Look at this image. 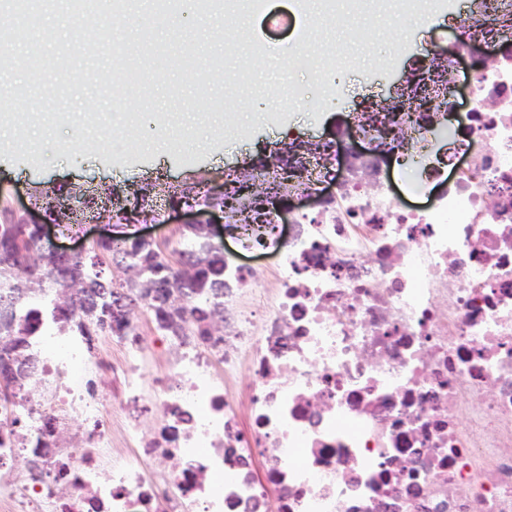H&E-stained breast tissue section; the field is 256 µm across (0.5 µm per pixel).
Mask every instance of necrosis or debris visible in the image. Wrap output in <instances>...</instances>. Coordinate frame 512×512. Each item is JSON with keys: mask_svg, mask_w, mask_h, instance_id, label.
Instances as JSON below:
<instances>
[{"mask_svg": "<svg viewBox=\"0 0 512 512\" xmlns=\"http://www.w3.org/2000/svg\"><path fill=\"white\" fill-rule=\"evenodd\" d=\"M486 24L421 51L512 42ZM470 87L468 163L450 121L402 150L407 193L437 190L428 207L391 194L375 150H348L326 206L238 234L274 254L267 285L225 259L224 336L179 346L176 374L142 384L127 349L97 360L111 387L84 383V351L53 328L46 393L0 421V512H512V56ZM116 429L136 447L102 465ZM48 431L44 476H18L17 452Z\"/></svg>", "mask_w": 512, "mask_h": 512, "instance_id": "4bbe7bcc", "label": "necrosis or debris"}]
</instances>
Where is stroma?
Segmentation results:
<instances>
[{
  "label": "stroma",
  "instance_id": "35a3bbf8",
  "mask_svg": "<svg viewBox=\"0 0 512 512\" xmlns=\"http://www.w3.org/2000/svg\"><path fill=\"white\" fill-rule=\"evenodd\" d=\"M464 0L431 21L408 15L398 0H367L356 13L335 0L325 12L322 0H239L225 11L222 0L194 16L174 8L167 23L152 28L168 57L146 67L148 80L138 92L121 97L124 110H112L113 94L101 87L109 59L84 53L95 32L104 45L118 50L143 41L132 20L153 16L154 0H128L122 15L101 12L87 23L70 0H46L33 13V37L13 43L18 57L39 53L47 67L40 77L18 68L0 85L13 124L0 127V192L29 201L36 183L63 189L129 187L162 179L178 185L200 178L220 189L236 163L260 156L277 143H321L364 101L393 96V76L419 64L410 45L421 44L432 30L454 29ZM285 12L295 26L276 27L271 17ZM68 16L59 28L58 16ZM297 49L329 71L340 72L345 93L335 98L328 85L309 84L304 66L282 67L280 55ZM191 53L196 69L189 77L173 69L170 59ZM390 68H379L381 59ZM245 67L254 79L234 89L224 86L225 68ZM305 90L306 102L290 107V89ZM145 349L141 379L172 367L171 339L158 331L151 316L139 313Z\"/></svg>",
  "mask_w": 512,
  "mask_h": 512
}]
</instances>
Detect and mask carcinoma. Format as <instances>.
<instances>
[{
    "label": "carcinoma",
    "mask_w": 512,
    "mask_h": 512,
    "mask_svg": "<svg viewBox=\"0 0 512 512\" xmlns=\"http://www.w3.org/2000/svg\"><path fill=\"white\" fill-rule=\"evenodd\" d=\"M35 0H15L11 8L0 7V32L10 35L0 39L5 49L23 38L18 26L20 15H31ZM146 74L139 68H123L120 88L136 91L143 87ZM425 78L418 73L408 80L397 102L378 104L362 114L369 126L379 124L398 129V137H378L376 147L391 150L397 139L406 135L407 120L401 111L418 114L430 123L439 112L448 110L447 92L436 96L419 93ZM282 154L301 163L311 148L295 140L283 143ZM258 164L224 183V208L230 223L227 229L238 230L245 214L256 210L258 196L282 187L255 176ZM200 181L166 187L150 183L134 192V209L144 218L157 216L153 200L162 194L172 202L197 195ZM35 204L57 214L58 223L66 228L81 224V215L64 210L62 194L50 187H37ZM180 248L181 266L162 256L154 245L132 239L93 246L81 257H64L42 249L37 228L21 223L6 205L0 204V382L13 384L22 391L30 384L29 360L17 354L32 349L31 337L44 322L65 328L70 336L91 339L101 333L128 335L130 319L115 314L112 307L132 309L137 301L150 310L159 330L184 344H205L224 328V253L209 237L206 225L183 226Z\"/></svg>",
    "instance_id": "cac0c4a2"
}]
</instances>
